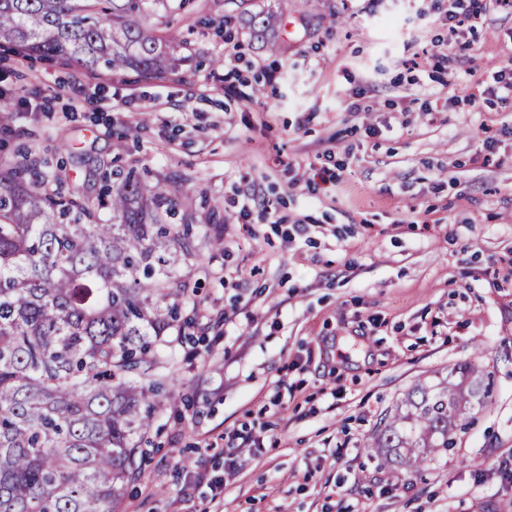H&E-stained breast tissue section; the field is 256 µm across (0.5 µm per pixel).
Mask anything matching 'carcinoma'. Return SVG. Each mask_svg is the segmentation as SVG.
<instances>
[{"instance_id": "1", "label": "carcinoma", "mask_w": 512, "mask_h": 512, "mask_svg": "<svg viewBox=\"0 0 512 512\" xmlns=\"http://www.w3.org/2000/svg\"><path fill=\"white\" fill-rule=\"evenodd\" d=\"M277 17L250 16L269 47ZM169 0H0V46L90 73L178 77ZM48 162L0 172V512H121L169 362L163 337L197 288L172 275L197 228L163 222L164 190L102 167L96 199L45 188ZM106 209L112 222L100 217ZM465 362L417 382L367 453L407 469L456 447L488 397Z\"/></svg>"}]
</instances>
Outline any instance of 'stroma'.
Instances as JSON below:
<instances>
[{
  "label": "stroma",
  "mask_w": 512,
  "mask_h": 512,
  "mask_svg": "<svg viewBox=\"0 0 512 512\" xmlns=\"http://www.w3.org/2000/svg\"><path fill=\"white\" fill-rule=\"evenodd\" d=\"M183 0L178 80L0 49V166L71 153L224 229L181 273L182 403L159 398L122 512H512V9L483 0ZM280 19L277 48L247 20ZM472 18L461 38L448 14ZM490 372L423 474L367 457L418 381Z\"/></svg>",
  "instance_id": "35a3bbf8"
}]
</instances>
